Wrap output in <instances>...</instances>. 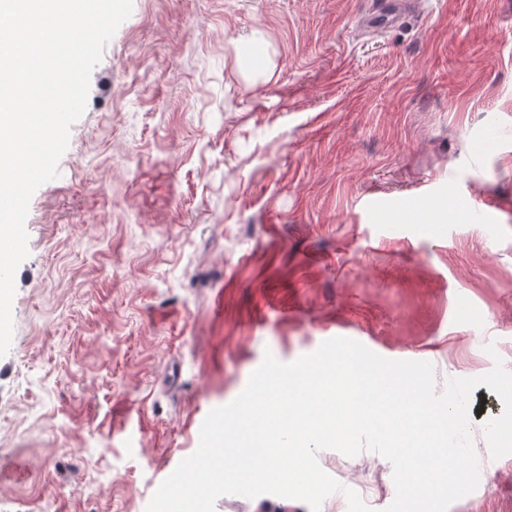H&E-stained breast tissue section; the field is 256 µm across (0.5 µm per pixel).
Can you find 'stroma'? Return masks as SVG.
Here are the masks:
<instances>
[{
	"instance_id": "35a3bbf8",
	"label": "stroma",
	"mask_w": 512,
	"mask_h": 512,
	"mask_svg": "<svg viewBox=\"0 0 512 512\" xmlns=\"http://www.w3.org/2000/svg\"><path fill=\"white\" fill-rule=\"evenodd\" d=\"M370 8L133 0L30 200L0 512H145L268 353L346 337L431 363L439 393L512 372V0H419L367 32ZM503 412L475 388L480 481L447 512H512V454L483 430ZM317 459L372 512L392 503L379 454Z\"/></svg>"
}]
</instances>
